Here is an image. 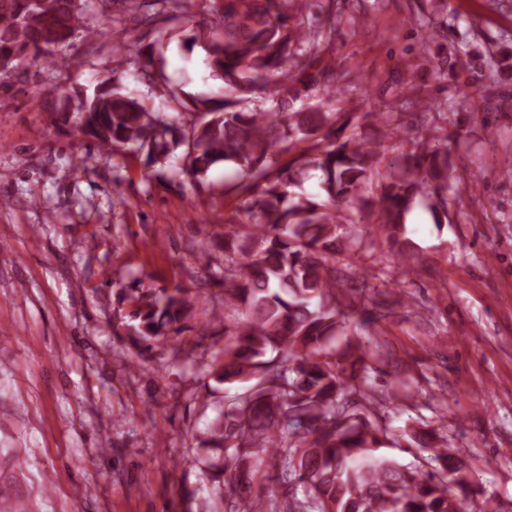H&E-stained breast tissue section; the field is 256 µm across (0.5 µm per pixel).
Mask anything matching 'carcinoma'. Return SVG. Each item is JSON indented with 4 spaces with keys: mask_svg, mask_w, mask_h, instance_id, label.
I'll return each instance as SVG.
<instances>
[{
    "mask_svg": "<svg viewBox=\"0 0 512 512\" xmlns=\"http://www.w3.org/2000/svg\"><path fill=\"white\" fill-rule=\"evenodd\" d=\"M157 6V36L136 45L140 75L166 79L165 44L191 32L205 65L223 81L221 98L164 86L169 115L123 93L115 78L128 49L92 96L76 98L75 130L113 152H130L162 178L189 177L201 188L212 167L233 169L224 194L238 200V223L224 230V362L207 375L239 390L224 396V422L201 442L223 463L224 512H467L479 493L468 464L408 432L429 452L410 467L385 453L390 431L379 407L406 406L398 384L377 392L372 374L384 356L385 325L396 317L387 290L368 296L339 288L347 275L381 284L392 269L375 253L418 271L406 216L427 204L434 223H452L446 193L465 182L448 150V134L430 113L414 128L412 149L389 158L401 127L385 112H333V77L320 46L335 40L338 19L323 0H224L193 30L186 0ZM85 26L74 0H0V77L29 61L44 67ZM272 97L265 110L258 102ZM309 104L293 109L302 99ZM288 159L281 160L282 155ZM317 178L312 193L299 194ZM126 317L140 349L150 350L187 329L191 289L131 283ZM363 334L332 347L339 336ZM287 488L265 498L267 468Z\"/></svg>",
    "mask_w": 512,
    "mask_h": 512,
    "instance_id": "1",
    "label": "carcinoma"
}]
</instances>
